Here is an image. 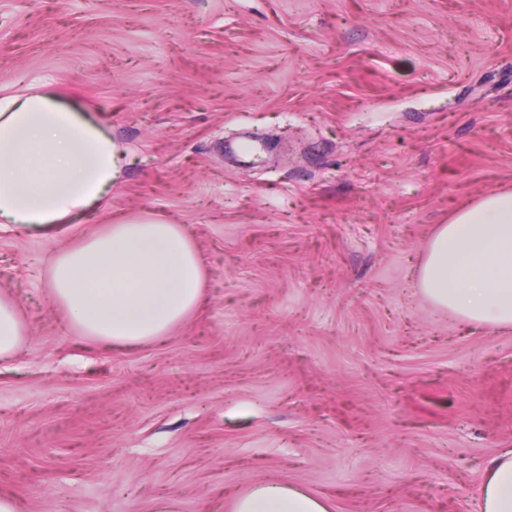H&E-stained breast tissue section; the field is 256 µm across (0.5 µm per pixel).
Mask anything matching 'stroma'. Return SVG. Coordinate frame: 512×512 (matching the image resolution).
I'll use <instances>...</instances> for the list:
<instances>
[{"mask_svg":"<svg viewBox=\"0 0 512 512\" xmlns=\"http://www.w3.org/2000/svg\"><path fill=\"white\" fill-rule=\"evenodd\" d=\"M79 102L127 152L112 213L185 225L200 307L76 336L46 269L99 217L0 229L29 327L0 362L17 512H233L263 481L331 512H478L512 448V329L430 303L437 225L512 190V0H0V97Z\"/></svg>","mask_w":512,"mask_h":512,"instance_id":"obj_1","label":"stroma"}]
</instances>
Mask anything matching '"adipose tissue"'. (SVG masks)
<instances>
[{
    "instance_id": "ef3b65f1",
    "label": "adipose tissue",
    "mask_w": 512,
    "mask_h": 512,
    "mask_svg": "<svg viewBox=\"0 0 512 512\" xmlns=\"http://www.w3.org/2000/svg\"><path fill=\"white\" fill-rule=\"evenodd\" d=\"M125 152L78 104L51 92L0 98V223L42 233L88 211L102 212ZM204 261L186 229L145 215L108 217L59 249L47 288L69 327L106 346L134 347L168 334L203 299ZM418 285L438 308L476 324L512 328V192L456 213L434 234ZM28 333L18 304L0 296V361ZM481 512H512V450L493 458ZM234 512H328L298 489L265 482Z\"/></svg>"
}]
</instances>
